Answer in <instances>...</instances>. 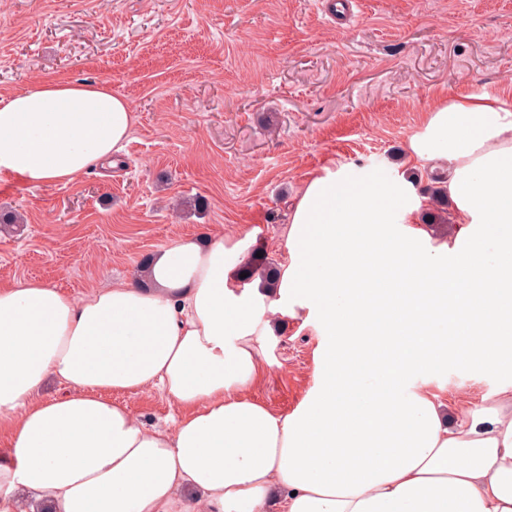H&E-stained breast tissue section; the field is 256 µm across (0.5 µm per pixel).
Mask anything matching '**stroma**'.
Returning <instances> with one entry per match:
<instances>
[{
    "instance_id": "1",
    "label": "stroma",
    "mask_w": 512,
    "mask_h": 512,
    "mask_svg": "<svg viewBox=\"0 0 512 512\" xmlns=\"http://www.w3.org/2000/svg\"><path fill=\"white\" fill-rule=\"evenodd\" d=\"M328 21L314 0H0V94L47 79L103 82L138 123L117 164L67 184L9 177L0 281L81 296L135 280L143 257L184 235L248 239L282 264L290 209L325 169L412 172L409 140L448 94L512 104V0H361ZM206 201L195 211V199ZM316 318L284 319L251 396L279 413L318 378ZM512 373L450 366L435 392L479 409ZM143 423L180 410L123 393Z\"/></svg>"
}]
</instances>
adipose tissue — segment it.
<instances>
[{
  "label": "adipose tissue",
  "instance_id": "adipose-tissue-1",
  "mask_svg": "<svg viewBox=\"0 0 512 512\" xmlns=\"http://www.w3.org/2000/svg\"><path fill=\"white\" fill-rule=\"evenodd\" d=\"M136 120L101 83L0 95V173L73 182ZM409 152L441 167L453 239L416 226L409 180L340 168L305 184L263 288H237L247 242L224 235L177 239L141 281L78 297L0 283V512H512V389L452 418L424 387L448 365L512 366V106L449 96ZM426 296L480 317L423 319ZM302 311L323 323L320 379L277 413L249 391L279 318ZM51 379L65 393L42 399ZM154 388L182 410L172 428L116 399Z\"/></svg>",
  "mask_w": 512,
  "mask_h": 512
}]
</instances>
